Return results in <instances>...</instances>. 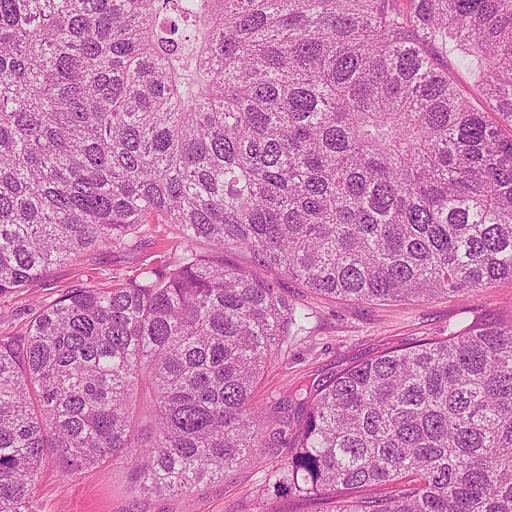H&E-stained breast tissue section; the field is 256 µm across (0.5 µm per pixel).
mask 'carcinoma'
<instances>
[{"mask_svg": "<svg viewBox=\"0 0 512 512\" xmlns=\"http://www.w3.org/2000/svg\"><path fill=\"white\" fill-rule=\"evenodd\" d=\"M141 224L180 256L0 336V512L50 448L186 494L268 444L252 392L308 314L229 251L362 301L512 280V0H0V297ZM295 400L278 486L319 512H512V316ZM479 75V65L474 60L471 70L460 76V83L469 94L474 106L487 112L485 102L479 91Z\"/></svg>", "mask_w": 512, "mask_h": 512, "instance_id": "cac0c4a2", "label": "carcinoma"}]
</instances>
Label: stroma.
I'll return each mask as SVG.
<instances>
[{
    "label": "stroma",
    "instance_id": "1",
    "mask_svg": "<svg viewBox=\"0 0 512 512\" xmlns=\"http://www.w3.org/2000/svg\"><path fill=\"white\" fill-rule=\"evenodd\" d=\"M134 249L92 251L55 269L42 281L0 297V335L23 336L33 311L82 282L107 283L138 275L146 265L173 260L179 252L173 224H144ZM228 264L260 279L274 280L294 306L309 313L304 330L292 331L277 361L261 376L254 394L270 429H277L288 398L344 368L385 351L447 336L449 330L512 314V281L502 280L481 296L461 292L429 301L366 302L328 298L299 281L255 265L249 255L228 252ZM285 450L258 448L230 477L204 482L186 494L144 493L132 464L108 462L62 478L54 457L42 461L33 490L31 512H315L294 497L278 494L274 483Z\"/></svg>",
    "mask_w": 512,
    "mask_h": 512
}]
</instances>
